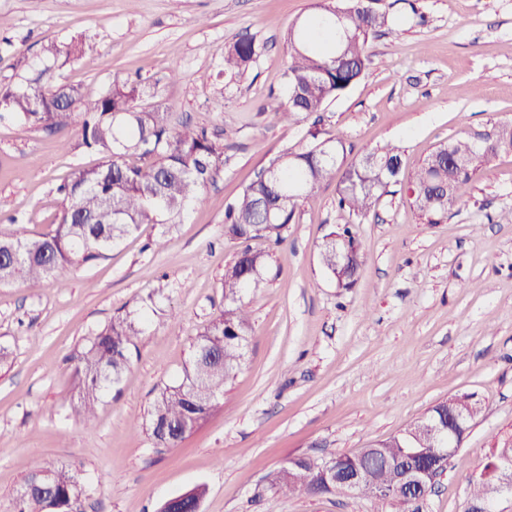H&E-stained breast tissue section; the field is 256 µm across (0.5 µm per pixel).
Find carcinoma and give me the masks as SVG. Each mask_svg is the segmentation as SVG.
Returning <instances> with one entry per match:
<instances>
[{
    "label": "carcinoma",
    "instance_id": "obj_1",
    "mask_svg": "<svg viewBox=\"0 0 512 512\" xmlns=\"http://www.w3.org/2000/svg\"><path fill=\"white\" fill-rule=\"evenodd\" d=\"M340 8L338 16L320 0L313 15L289 28L288 96L279 119L299 122L344 95L370 64L369 39L393 25L389 12L367 0H340ZM89 50L81 37L50 43L42 48L32 76L0 87V120L18 119L51 133L76 127L82 145L102 155V162L74 170L57 185L62 210L52 232L40 238L0 232V283L40 287L52 282L61 288V271L104 257L141 225L155 224L167 232L181 222L186 206L215 180L224 163V140L212 137L206 128L175 125L161 106L139 107L144 93L139 80L114 82L100 90L60 82L57 71ZM261 53L255 38L240 37L224 50V74H244ZM510 147L512 124L500 125L482 139L468 135L441 144L424 159L407 188V201L427 223H438L455 203L459 185ZM276 158L280 164L273 176L252 181L225 207L224 236L241 248L224 268V309L194 341L182 380L164 386L147 411L143 427L158 448L178 447L221 408V395L241 366L252 335L245 293L260 287L270 258L249 242L282 245L300 206L334 180L338 208L364 215L389 186L398 184L402 168V150L396 145L378 146L348 163L342 140H323L313 127L302 142L285 147ZM318 257L339 288L352 287L365 264L347 226L325 236ZM142 324L141 318L114 317L77 354V383L69 406L83 424L95 421L104 394L128 369ZM404 436L401 431L379 441L377 448L335 456L336 466L361 473L357 497L381 506L379 512L392 502L377 490L394 493L402 470L434 459L430 441L420 455H406ZM306 468V461L295 457L273 469L267 475L270 490L288 495L317 492L315 479L298 478ZM48 470L53 474L51 490L16 499L15 512H46L50 497L54 512H78L87 489L76 468L58 464Z\"/></svg>",
    "mask_w": 512,
    "mask_h": 512
}]
</instances>
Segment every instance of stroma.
<instances>
[{
  "mask_svg": "<svg viewBox=\"0 0 512 512\" xmlns=\"http://www.w3.org/2000/svg\"><path fill=\"white\" fill-rule=\"evenodd\" d=\"M316 0H0V86L17 81L50 42L84 36L91 49L59 72L99 89L140 77L143 108L227 133L214 181L168 233L145 224L105 257L70 268L65 288L0 284V512H13L34 469L76 467L83 512H156L202 484L203 512H374L370 501L272 493L266 473L289 458L348 454L397 434L451 394L483 411L424 512H465L473 473L512 438V153L460 187L436 224L404 192L364 217L317 192L269 249L251 293L254 333L224 390L221 411L176 448L155 447L145 421L159 390L178 382L197 334L224 306V267L238 246L224 236V206L308 122L278 117L286 102V32ZM394 25L371 38V62L328 104L324 137L348 160L392 143L413 176L442 143L512 123V0H381ZM426 17L417 24L411 10ZM263 47L242 77L223 74L224 49L243 35ZM179 69L171 79V69ZM20 122H0V220L29 238L54 230L55 187L100 162ZM349 225L365 256L356 284L337 287L318 249ZM162 246H155V239ZM147 317L128 371L93 425L68 399L73 355L112 317Z\"/></svg>",
  "mask_w": 512,
  "mask_h": 512,
  "instance_id": "1",
  "label": "stroma"
}]
</instances>
